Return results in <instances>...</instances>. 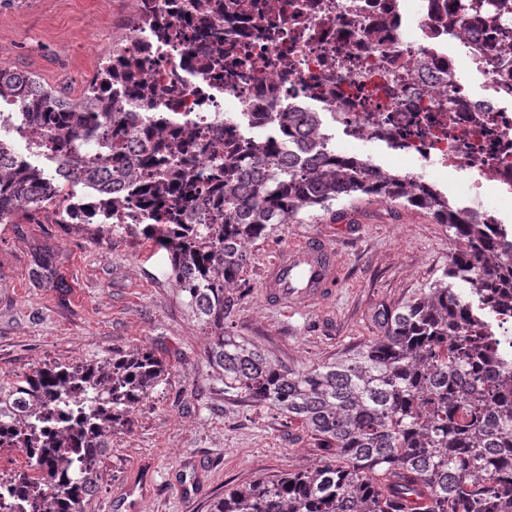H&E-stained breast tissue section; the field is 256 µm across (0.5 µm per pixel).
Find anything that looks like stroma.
<instances>
[{"label":"stroma","mask_w":512,"mask_h":512,"mask_svg":"<svg viewBox=\"0 0 512 512\" xmlns=\"http://www.w3.org/2000/svg\"><path fill=\"white\" fill-rule=\"evenodd\" d=\"M135 19L131 0H0V66L64 86L79 99ZM323 122L337 153L390 165L385 143L349 141L331 117ZM311 235L337 251L343 282L334 297L288 313L265 305L259 293L265 263ZM454 244L448 226L426 211L373 196L313 210L250 247L241 277L247 293L224 330L294 371L331 362L379 336L375 309L427 293ZM46 254L51 269L35 275ZM209 342V328L152 241L116 227L93 242L44 214L0 223V382L138 347L168 368L130 424L113 433L83 512H109L111 500L146 465L153 487L144 512H209L214 499L255 477L302 471L327 458L299 422L225 392L207 362Z\"/></svg>","instance_id":"1"}]
</instances>
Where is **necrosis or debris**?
<instances>
[{
  "label": "necrosis or debris",
  "instance_id": "obj_1",
  "mask_svg": "<svg viewBox=\"0 0 512 512\" xmlns=\"http://www.w3.org/2000/svg\"><path fill=\"white\" fill-rule=\"evenodd\" d=\"M191 0H155L171 40L131 33L138 60L180 131L224 145L240 113L262 126L271 104L329 112L347 139L380 141L411 164L397 172L420 182L438 168L456 177L452 199L473 224L512 216V0H484L468 33V0H238L242 32L224 73L180 63L191 31ZM481 76L475 94L461 73Z\"/></svg>",
  "mask_w": 512,
  "mask_h": 512
}]
</instances>
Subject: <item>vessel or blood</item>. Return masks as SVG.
I'll return each instance as SVG.
<instances>
[{
    "label": "vessel or blood",
    "mask_w": 512,
    "mask_h": 512,
    "mask_svg": "<svg viewBox=\"0 0 512 512\" xmlns=\"http://www.w3.org/2000/svg\"><path fill=\"white\" fill-rule=\"evenodd\" d=\"M341 280L336 251L319 236L283 248L269 262L260 294L266 305L284 309L325 303Z\"/></svg>",
    "instance_id": "1"
}]
</instances>
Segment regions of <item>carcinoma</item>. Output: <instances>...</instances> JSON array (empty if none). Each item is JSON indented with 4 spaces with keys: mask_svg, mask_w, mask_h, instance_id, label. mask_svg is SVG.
Segmentation results:
<instances>
[{
    "mask_svg": "<svg viewBox=\"0 0 512 512\" xmlns=\"http://www.w3.org/2000/svg\"><path fill=\"white\" fill-rule=\"evenodd\" d=\"M159 42L171 24L142 0ZM185 22L200 50L232 42L230 0H192ZM78 100L36 77L0 67V102L32 129L37 148L53 143L55 174L0 141V220L83 204L63 194L81 184L95 205L120 214L137 199L152 220L140 233L164 249L176 286L211 329L210 366L224 391L299 421L334 449L311 469L260 476L216 499L210 512H512V361L495 349L492 312L512 309V242L489 224H469L448 196L359 159L336 154L320 113H263L267 134L228 129L224 153L187 134L137 62L114 70L107 58ZM196 155L209 156L203 170ZM355 194L421 208L470 245L424 296L374 314L381 335L345 356L290 371L258 347L224 334L243 297L237 288L249 247L277 224ZM146 349L91 362L56 364L0 383V444L31 448L33 475L0 479L9 512H81L99 480L112 432L163 381Z\"/></svg>",
    "mask_w": 512,
    "mask_h": 512,
    "instance_id": "carcinoma-1",
    "label": "carcinoma"
}]
</instances>
